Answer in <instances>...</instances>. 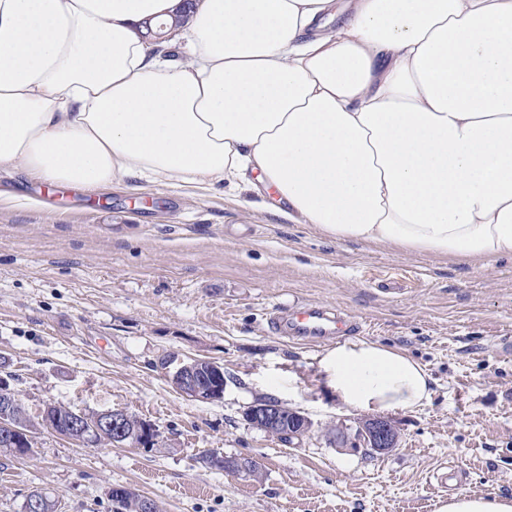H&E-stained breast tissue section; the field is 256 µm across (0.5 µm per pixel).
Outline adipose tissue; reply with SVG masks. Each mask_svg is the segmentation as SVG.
Wrapping results in <instances>:
<instances>
[{"label": "adipose tissue", "mask_w": 512, "mask_h": 512, "mask_svg": "<svg viewBox=\"0 0 512 512\" xmlns=\"http://www.w3.org/2000/svg\"><path fill=\"white\" fill-rule=\"evenodd\" d=\"M184 11L180 60L145 33ZM17 167L90 190L255 181L338 242L512 258V0H0V171ZM319 367L361 411L432 393L377 342Z\"/></svg>", "instance_id": "adipose-tissue-1"}]
</instances>
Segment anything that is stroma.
Instances as JSON below:
<instances>
[{"instance_id": "1", "label": "stroma", "mask_w": 512, "mask_h": 512, "mask_svg": "<svg viewBox=\"0 0 512 512\" xmlns=\"http://www.w3.org/2000/svg\"><path fill=\"white\" fill-rule=\"evenodd\" d=\"M321 302L402 349L434 379L429 402L395 412L400 446L369 457L336 445L347 407L319 368L323 346L271 334L272 308ZM224 366L222 399L178 391L179 363ZM0 380L37 428L23 457L0 449V512L45 490L56 512H114L126 486L158 512H436L442 466L470 493L512 499V260L478 268L334 242L241 198L137 178L100 190L0 173ZM271 399L313 422L288 445L250 426ZM122 409L149 447H84L40 425L43 409ZM258 462L252 480L205 452Z\"/></svg>"}]
</instances>
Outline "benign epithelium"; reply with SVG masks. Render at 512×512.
Wrapping results in <instances>:
<instances>
[{"label":"benign epithelium","mask_w":512,"mask_h":512,"mask_svg":"<svg viewBox=\"0 0 512 512\" xmlns=\"http://www.w3.org/2000/svg\"><path fill=\"white\" fill-rule=\"evenodd\" d=\"M172 384L181 392L202 400H217L224 396L226 380L224 366L215 361L192 359L182 363L172 374ZM12 392L0 387V445L16 448L23 444L31 447L32 431L21 425L7 406V397ZM245 420L252 426L277 438L286 437L291 441H302L311 430L312 422L305 414L290 409L277 401L263 400L249 406L244 413ZM78 434L80 442L93 447L96 435L109 434L115 447L127 446L130 437H136L135 446L146 447L153 443L152 427L120 409L94 413L75 412L68 424L66 435ZM342 446L354 452L384 455L398 447L399 432L394 421L385 416L364 418L358 422L352 433H340Z\"/></svg>","instance_id":"benign-epithelium-1"}]
</instances>
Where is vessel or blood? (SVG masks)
<instances>
[{"instance_id":"obj_1","label":"vessel or blood","mask_w":512,"mask_h":512,"mask_svg":"<svg viewBox=\"0 0 512 512\" xmlns=\"http://www.w3.org/2000/svg\"><path fill=\"white\" fill-rule=\"evenodd\" d=\"M270 325L279 335L314 343L353 334L360 329L358 322L349 314L317 302L300 303L281 310L271 317ZM433 479L443 492L458 494L468 490L465 472L456 467L434 473Z\"/></svg>"}]
</instances>
